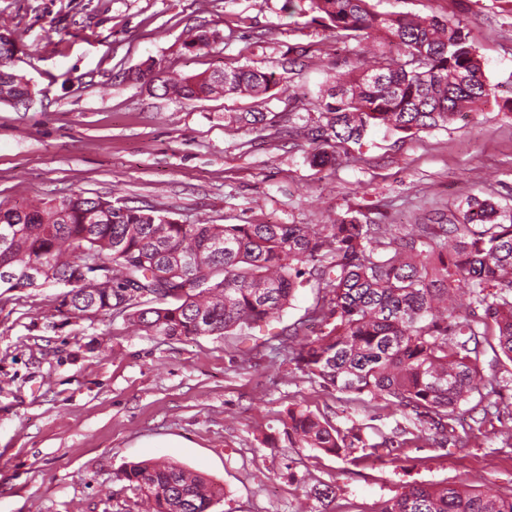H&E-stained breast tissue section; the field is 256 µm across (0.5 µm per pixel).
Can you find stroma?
Masks as SVG:
<instances>
[{"label":"stroma","instance_id":"stroma-1","mask_svg":"<svg viewBox=\"0 0 512 512\" xmlns=\"http://www.w3.org/2000/svg\"><path fill=\"white\" fill-rule=\"evenodd\" d=\"M378 11L462 21L484 62L487 101L448 128L369 132L333 166L310 164L305 128L331 76L381 37L336 42L282 12L283 0H0V28L21 34L13 69L34 93L0 103V202L72 192L154 206L183 224L335 223L408 227L467 197L512 208V0H374ZM198 26L211 49L182 48ZM183 75L245 63L274 73L272 98L178 100L133 79L145 61ZM228 112L263 123L229 125ZM56 288L0 294V512H143L121 480L164 458L223 487L214 512H303L312 486H335L318 512H380L409 486L512 489V361L486 353L497 392L456 414L467 443L385 398L324 387L289 362L283 328L316 336L318 288L297 290L247 334L166 339L124 318L72 319ZM303 409L354 436L338 453L296 448L283 432ZM380 455H370L371 447Z\"/></svg>","mask_w":512,"mask_h":512}]
</instances>
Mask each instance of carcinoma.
<instances>
[{
    "instance_id": "obj_1",
    "label": "carcinoma",
    "mask_w": 512,
    "mask_h": 512,
    "mask_svg": "<svg viewBox=\"0 0 512 512\" xmlns=\"http://www.w3.org/2000/svg\"><path fill=\"white\" fill-rule=\"evenodd\" d=\"M283 8L311 17L336 36L359 42L375 34L390 51L363 68L336 72L321 117L308 128L317 144L310 162L324 167L336 149L359 144L374 128L408 133L446 128L488 97L482 62L463 23L377 11L370 0H286ZM215 34L197 29L183 43L194 53ZM21 36L0 32V103L22 104L31 81L8 66ZM151 62L135 80L159 81L166 92L198 100L272 92L275 74L244 64L209 74L163 78ZM231 124L255 125L261 112L228 113ZM0 266L41 271L38 288L64 286L57 311L78 320L119 314L138 330L167 339L222 336L278 316L312 281L326 330L299 339L284 334L298 370L344 393L383 397L432 420L448 436L455 408L479 389L495 388L480 374L481 357L502 352L512 361V213L490 199L469 197L446 224H417L399 236L388 224L345 215L334 224H182L153 206L129 207L103 196L71 193L23 208L0 203ZM112 272V288L89 275L67 284L88 257ZM467 287L461 312L448 304ZM285 432L299 448L336 453L339 429L310 412L288 410ZM121 479L150 504L149 512H210L223 489L168 460L134 463ZM381 512H512V492L466 486L416 485Z\"/></svg>"
}]
</instances>
